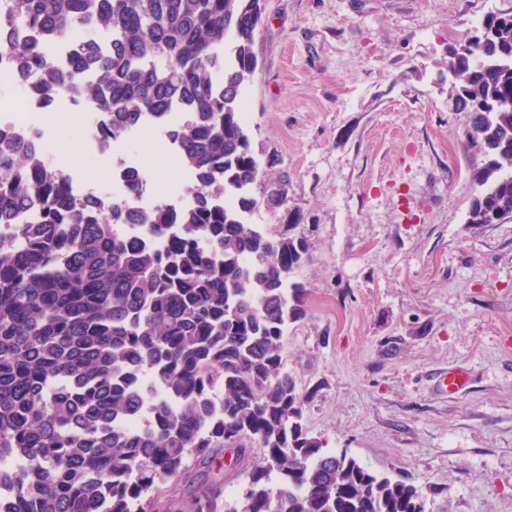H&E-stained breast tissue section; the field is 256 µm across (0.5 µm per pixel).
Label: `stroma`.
<instances>
[{
	"instance_id": "35a3bbf8",
	"label": "stroma",
	"mask_w": 512,
	"mask_h": 512,
	"mask_svg": "<svg viewBox=\"0 0 512 512\" xmlns=\"http://www.w3.org/2000/svg\"><path fill=\"white\" fill-rule=\"evenodd\" d=\"M242 95L253 223L310 248L283 360L328 448L413 484L429 512H512V218L468 223L476 155L448 47L512 0H261ZM159 192L154 130L124 136ZM468 388L443 395L452 367Z\"/></svg>"
}]
</instances>
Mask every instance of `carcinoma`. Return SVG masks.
<instances>
[{
	"instance_id": "carcinoma-1",
	"label": "carcinoma",
	"mask_w": 512,
	"mask_h": 512,
	"mask_svg": "<svg viewBox=\"0 0 512 512\" xmlns=\"http://www.w3.org/2000/svg\"><path fill=\"white\" fill-rule=\"evenodd\" d=\"M6 2L0 27L31 31L0 37L20 75L46 96L78 95L112 139L182 113L167 134L195 182L178 214L142 205L135 172L120 200L79 197L32 144L0 149V224L25 239H0V458L13 461L0 512H153L162 498L166 512H216L224 449L242 458L255 444L263 455L227 512H426L414 485L327 452L303 424L309 395L283 370L307 296L288 274L309 241L247 222L260 168L240 89L257 66L260 0ZM483 23L448 85L481 157L470 224L512 212V110L500 106L512 99V12ZM74 27L91 35L62 66L48 41ZM35 207L42 219L21 222ZM192 465L207 484L186 500L174 481Z\"/></svg>"
}]
</instances>
